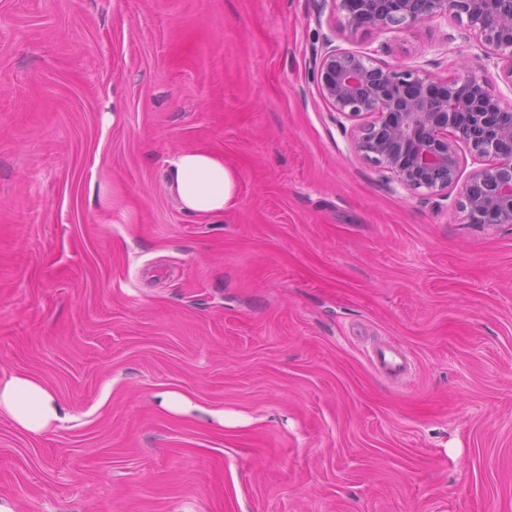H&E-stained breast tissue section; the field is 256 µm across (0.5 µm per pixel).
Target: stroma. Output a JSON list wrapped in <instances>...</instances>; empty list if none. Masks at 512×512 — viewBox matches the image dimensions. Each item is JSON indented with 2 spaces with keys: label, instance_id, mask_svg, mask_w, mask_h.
I'll return each instance as SVG.
<instances>
[{
  "label": "stroma",
  "instance_id": "1",
  "mask_svg": "<svg viewBox=\"0 0 512 512\" xmlns=\"http://www.w3.org/2000/svg\"><path fill=\"white\" fill-rule=\"evenodd\" d=\"M326 35L512 104L505 61L450 17L0 0V378L66 413L39 435L0 416L15 512H512V224L355 152L312 75ZM186 149L236 170L224 214L166 190ZM379 341L407 378L372 371ZM156 398L162 408L171 412H184L196 409V406L190 400L177 391L165 390L158 393Z\"/></svg>",
  "mask_w": 512,
  "mask_h": 512
}]
</instances>
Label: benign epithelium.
I'll return each mask as SVG.
<instances>
[{"label": "benign epithelium", "instance_id": "1", "mask_svg": "<svg viewBox=\"0 0 512 512\" xmlns=\"http://www.w3.org/2000/svg\"><path fill=\"white\" fill-rule=\"evenodd\" d=\"M351 28L408 31L452 16L507 62L512 80V0H332ZM313 77L322 98L353 122L355 151L400 186L435 193L461 187L471 224H512V106L475 74L442 81L406 65H380L367 54L326 42ZM493 164L461 181L462 150Z\"/></svg>", "mask_w": 512, "mask_h": 512}]
</instances>
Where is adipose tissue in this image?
Returning <instances> with one entry per match:
<instances>
[{
  "mask_svg": "<svg viewBox=\"0 0 512 512\" xmlns=\"http://www.w3.org/2000/svg\"><path fill=\"white\" fill-rule=\"evenodd\" d=\"M168 192L184 214L215 216L233 207L239 193L238 175L215 154L187 149L169 160ZM0 415L21 432L38 435L64 417L54 394L36 377L15 374L0 379Z\"/></svg>",
  "mask_w": 512,
  "mask_h": 512,
  "instance_id": "obj_1",
  "label": "adipose tissue"
}]
</instances>
